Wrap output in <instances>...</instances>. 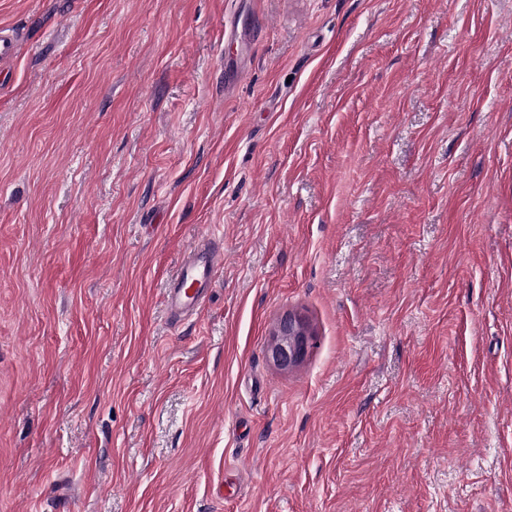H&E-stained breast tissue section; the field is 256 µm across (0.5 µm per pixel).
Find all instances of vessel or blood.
I'll list each match as a JSON object with an SVG mask.
<instances>
[{
	"instance_id": "1",
	"label": "vessel or blood",
	"mask_w": 512,
	"mask_h": 512,
	"mask_svg": "<svg viewBox=\"0 0 512 512\" xmlns=\"http://www.w3.org/2000/svg\"><path fill=\"white\" fill-rule=\"evenodd\" d=\"M221 262L222 255L214 248L197 245L185 254L166 292L165 302L170 314L185 313L201 306Z\"/></svg>"
}]
</instances>
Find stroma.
<instances>
[{"instance_id":"1","label":"stroma","mask_w":512,"mask_h":512,"mask_svg":"<svg viewBox=\"0 0 512 512\" xmlns=\"http://www.w3.org/2000/svg\"><path fill=\"white\" fill-rule=\"evenodd\" d=\"M0 28V512H512V0ZM219 250L194 246L184 256L177 275L167 289L165 302L171 315L198 309L214 282L222 262ZM308 335L300 318L286 316L278 326L276 338L268 346V357L281 369L296 365L308 348Z\"/></svg>"}]
</instances>
